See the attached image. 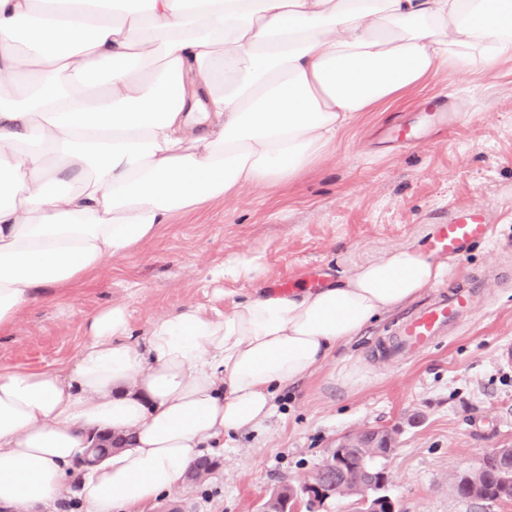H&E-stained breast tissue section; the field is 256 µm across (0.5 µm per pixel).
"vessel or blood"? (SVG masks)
I'll return each mask as SVG.
<instances>
[{"mask_svg":"<svg viewBox=\"0 0 512 512\" xmlns=\"http://www.w3.org/2000/svg\"><path fill=\"white\" fill-rule=\"evenodd\" d=\"M491 227L485 209L477 203L460 205L438 223L429 248L438 257L460 260L473 243L486 240ZM474 293L463 277H455L447 287L414 312L404 317L385 348L402 356L429 351L438 341L457 329L472 308Z\"/></svg>","mask_w":512,"mask_h":512,"instance_id":"1","label":"vessel or blood"}]
</instances>
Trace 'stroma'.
I'll return each instance as SVG.
<instances>
[{
  "label": "stroma",
  "mask_w": 512,
  "mask_h": 512,
  "mask_svg": "<svg viewBox=\"0 0 512 512\" xmlns=\"http://www.w3.org/2000/svg\"><path fill=\"white\" fill-rule=\"evenodd\" d=\"M442 99L462 109L455 129L428 117ZM410 128L418 146L399 136ZM460 200L484 205L492 234L448 268L486 282L459 330L426 354L388 361L377 343L408 310L373 321L286 386L257 429L226 437L205 478L145 512H260L279 487L310 478L339 437L368 429L395 438L386 492L398 512H512V500L472 501L453 488L456 473L512 448V60L463 82L440 71L358 115L300 179L265 191L244 186L204 214L176 215L67 296L28 307L0 332V367L74 361L88 320L111 306L125 310L139 338L186 305L226 311L278 277L296 285L349 274L393 248L427 244ZM244 255L258 259L251 272L213 281L214 269Z\"/></svg>",
  "instance_id": "obj_1"
}]
</instances>
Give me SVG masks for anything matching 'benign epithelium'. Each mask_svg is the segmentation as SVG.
I'll use <instances>...</instances> for the list:
<instances>
[{
	"mask_svg": "<svg viewBox=\"0 0 512 512\" xmlns=\"http://www.w3.org/2000/svg\"><path fill=\"white\" fill-rule=\"evenodd\" d=\"M354 438L358 439L359 447L366 449L373 458L379 461L386 458L392 449L390 435L382 431H364L339 438L336 448L327 456V462L331 466L336 484L354 487L350 494L362 496L365 505L363 512H395L392 498L385 494L388 482L386 469L366 468L353 478L343 468L340 449L352 447L351 441ZM301 491L307 497L308 512H314L316 506L330 497L324 483L313 477L301 485ZM295 498H297V493L293 487L282 488L263 503L261 512H288V505Z\"/></svg>",
	"mask_w": 512,
	"mask_h": 512,
	"instance_id": "7a95c632",
	"label": "benign epithelium"
}]
</instances>
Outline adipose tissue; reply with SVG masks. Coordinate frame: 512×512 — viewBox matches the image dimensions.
<instances>
[{
    "instance_id": "1",
    "label": "adipose tissue",
    "mask_w": 512,
    "mask_h": 512,
    "mask_svg": "<svg viewBox=\"0 0 512 512\" xmlns=\"http://www.w3.org/2000/svg\"><path fill=\"white\" fill-rule=\"evenodd\" d=\"M148 2L0 0V331L175 215L300 178L439 70L512 59L499 0ZM447 268L414 242L323 287L173 311L142 342L122 308L93 316L73 362L0 368V512H142ZM107 434L123 445L86 464Z\"/></svg>"
}]
</instances>
